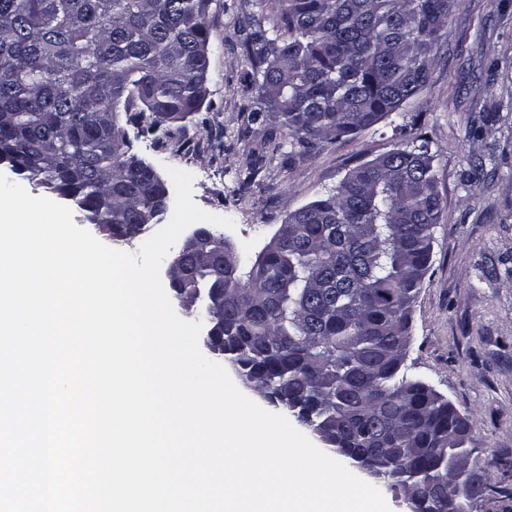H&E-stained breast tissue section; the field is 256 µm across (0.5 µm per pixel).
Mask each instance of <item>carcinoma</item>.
I'll return each mask as SVG.
<instances>
[{"instance_id":"carcinoma-1","label":"carcinoma","mask_w":512,"mask_h":512,"mask_svg":"<svg viewBox=\"0 0 512 512\" xmlns=\"http://www.w3.org/2000/svg\"><path fill=\"white\" fill-rule=\"evenodd\" d=\"M459 0H277L239 29L252 123L277 120L297 151L397 112L428 79ZM224 0H0V154L15 174L72 201L116 242L162 221L155 170L136 137L165 146L201 111L208 44ZM429 141L347 172L288 215L242 279L186 261L190 289L221 299L213 343L248 387L314 425L336 454L377 466L392 487L450 488L469 512L490 466L448 399L403 371L412 307L443 200Z\"/></svg>"}]
</instances>
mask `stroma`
Instances as JSON below:
<instances>
[{"label": "stroma", "mask_w": 512, "mask_h": 512, "mask_svg": "<svg viewBox=\"0 0 512 512\" xmlns=\"http://www.w3.org/2000/svg\"><path fill=\"white\" fill-rule=\"evenodd\" d=\"M224 2L210 36L204 109L165 148L139 139L133 153L158 174H193L195 203L234 220L235 230L220 234L246 271L290 213L325 197L353 167L405 147L393 125L428 136L443 210L405 372L453 404L493 461L491 489L474 512H512V0H461L425 87L403 112L292 154L274 148L277 122L248 119L262 100L240 81L247 60L238 21L259 12V0ZM252 162L255 184L240 190L239 172Z\"/></svg>", "instance_id": "obj_1"}]
</instances>
